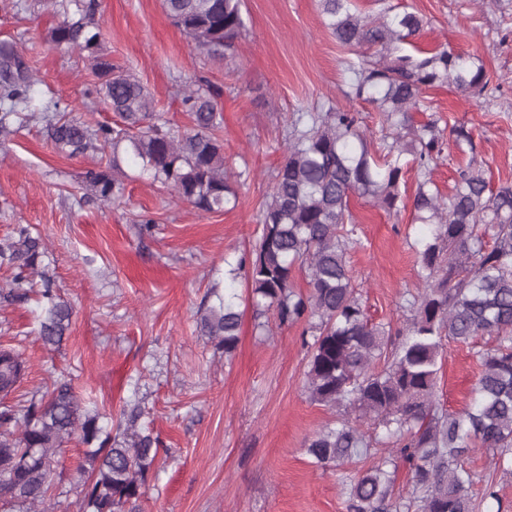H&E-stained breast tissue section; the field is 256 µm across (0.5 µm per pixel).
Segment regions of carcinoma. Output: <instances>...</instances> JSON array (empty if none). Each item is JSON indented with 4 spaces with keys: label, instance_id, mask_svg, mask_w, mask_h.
I'll use <instances>...</instances> for the list:
<instances>
[{
    "label": "carcinoma",
    "instance_id": "cac0c4a2",
    "mask_svg": "<svg viewBox=\"0 0 512 512\" xmlns=\"http://www.w3.org/2000/svg\"><path fill=\"white\" fill-rule=\"evenodd\" d=\"M174 24L213 58L235 51L245 29L242 0H163ZM326 26L343 47L363 49L347 60L349 100L377 108L390 130L382 155L371 149L351 112L330 107L294 115L284 137V159L272 174L262 205L261 234L252 254L228 270L227 279L247 281L248 301L261 316L281 324L306 323L309 345L306 389L312 402L338 412L335 426L310 439L306 453L322 467L361 459L375 444L388 447L379 462L342 481L349 512H479L480 502L500 501L486 481L472 492L463 457L472 445L512 456V183L491 185L480 168L457 171L448 196L433 180L441 152L438 121L414 126L411 113L425 107V91L448 83L461 91L483 92L490 83L476 58L444 48L418 58L402 53L424 28L415 12L391 19L361 16L352 0H320ZM82 20L63 21L53 40L91 52V69L103 79L100 93L122 123L92 131L59 118L48 122L54 147L69 154L93 142H128L132 159L154 183L206 212H221L236 201L224 168V144L216 137L222 114L196 81L183 92L191 127L183 132L157 122L154 95L112 61L92 54L100 32ZM32 76L12 49H0V103L15 109L27 102ZM411 136V147L401 143ZM410 168L417 185L416 220L427 226L419 251V287L404 295V326L396 331L370 323L356 295L348 267L361 246L350 209L360 198L389 211L402 201L401 183ZM89 182L105 202L121 190L117 177L90 172ZM44 240L16 224L0 238V267L11 279L0 301L24 303L39 296L38 334L58 347L70 330L73 310L43 265ZM309 291L296 290V279ZM237 294L218 297L201 310V335L235 350L242 312ZM492 336L491 348L474 347L480 368L473 403L450 413L437 398V380L446 345ZM28 376L22 354L0 348V506L4 512H49L57 475V453L73 437L85 445L78 470L87 475L81 512H136L154 469L159 442L138 425L140 407L122 414L115 434L100 425L102 413L82 405L66 377L45 390L8 400ZM373 422L374 433L362 430ZM410 486L395 490L398 467Z\"/></svg>",
    "mask_w": 512,
    "mask_h": 512
}]
</instances>
